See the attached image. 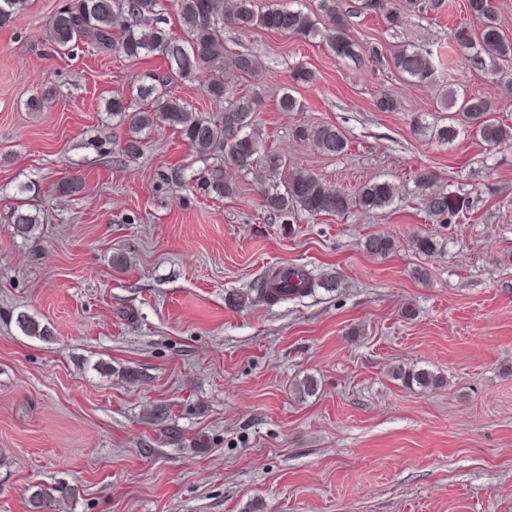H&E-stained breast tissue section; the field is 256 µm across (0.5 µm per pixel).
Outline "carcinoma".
Wrapping results in <instances>:
<instances>
[{"label":"carcinoma","mask_w":512,"mask_h":512,"mask_svg":"<svg viewBox=\"0 0 512 512\" xmlns=\"http://www.w3.org/2000/svg\"><path fill=\"white\" fill-rule=\"evenodd\" d=\"M27 0H0V25L14 21L26 7ZM170 5L186 37H177L157 26L159 11ZM326 23L319 24L310 14L290 7L265 11L256 8L255 0H60L46 37L50 45L66 48L85 41L101 51L118 49L128 58L158 52L166 62L167 72L154 82L137 89L138 97L151 101L148 108L134 109L125 98H112V116L126 126L127 137L122 153L134 157L142 150L143 135L156 124L166 125L181 135L197 155L210 162L193 178L203 193L229 196L238 191L237 183L227 176L231 170L248 175L261 168L267 179L261 184L262 207L269 219L284 221L304 211L310 215H344L354 209L366 212L389 208L396 187L386 180H372L354 191L331 189L323 179L308 171H296L279 183L285 162L254 124L256 101L247 94L227 95L222 80L203 83L206 96L219 111L213 114L194 112L182 98L174 95L170 85L192 79L207 70L222 68L226 58L224 27L242 30L261 28L305 39L320 38L336 57L350 58L353 44L348 34L346 16L336 10V0H320ZM469 15L481 22L478 35L461 24L450 32L452 42L467 46L478 41L480 52L475 63L493 72L512 63V41L500 28L494 0H467ZM232 65L241 75L254 77L262 70L260 59L248 52L233 55ZM389 65L397 74L418 83L436 82L439 64L432 52L418 45H404L390 57ZM437 103L449 113L451 123L436 128L434 137L443 143L454 140L460 132L472 134L486 146L496 149L512 147V127L492 118L493 104L488 99L466 94L453 84L439 86ZM295 136L313 142L320 153L336 156L348 151L349 140L333 124L300 127ZM434 174L421 169L414 183L422 191V205L437 224H452L473 208L470 197L452 191H429ZM14 234L26 238L39 224L38 216L17 206L10 213ZM367 253L385 257L397 247L389 235L376 234L364 243ZM338 285L333 276L316 278L303 266L273 267L254 282L250 292L255 298L277 303L310 295L317 288ZM20 329L28 336H45L46 328L32 317L17 316ZM393 377L407 386L429 388L439 378L425 369L400 366ZM57 486L39 487L30 497L32 512H49Z\"/></svg>","instance_id":"1"}]
</instances>
